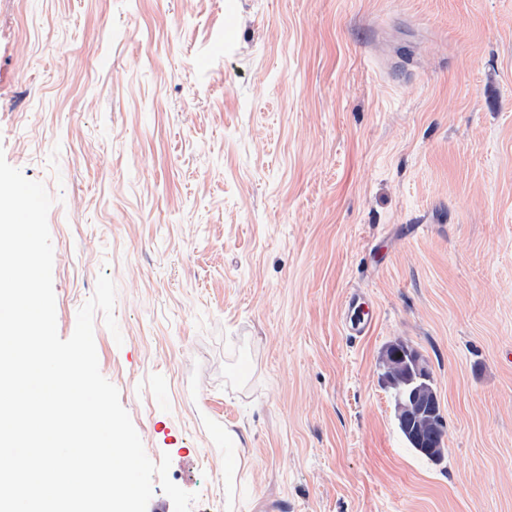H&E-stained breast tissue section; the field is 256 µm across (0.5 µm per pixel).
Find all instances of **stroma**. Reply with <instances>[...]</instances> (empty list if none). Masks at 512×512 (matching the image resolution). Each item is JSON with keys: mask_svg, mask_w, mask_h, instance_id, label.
<instances>
[{"mask_svg": "<svg viewBox=\"0 0 512 512\" xmlns=\"http://www.w3.org/2000/svg\"><path fill=\"white\" fill-rule=\"evenodd\" d=\"M0 153L53 199L59 336L115 282L99 369L191 512H512V0H0ZM341 310L351 312L349 322L345 323L344 332L347 336L357 339L368 336L375 325L373 304L357 293H348L344 297ZM392 389L391 397L394 399V407L396 412V418H397V424L398 429L402 436L404 437L405 441L409 445V448L413 449L418 455H420L422 458L426 459L427 461L431 462H437L433 459L432 455L429 454L424 448H417L416 444L414 443L410 432L408 431V427L406 424V418H405V412L400 409V404L403 400L402 394H401V388L390 386ZM406 405L419 409V414L428 417L436 428L442 431L445 429V419L436 394L427 393L420 387H414L409 392Z\"/></svg>", "mask_w": 512, "mask_h": 512, "instance_id": "stroma-1", "label": "stroma"}]
</instances>
